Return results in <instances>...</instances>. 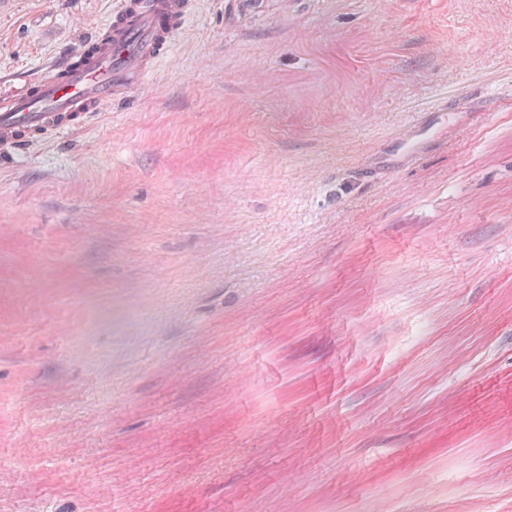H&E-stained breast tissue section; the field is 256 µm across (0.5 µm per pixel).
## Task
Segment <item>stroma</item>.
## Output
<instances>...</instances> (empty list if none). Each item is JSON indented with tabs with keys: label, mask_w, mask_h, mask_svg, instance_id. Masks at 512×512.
Masks as SVG:
<instances>
[{
	"label": "stroma",
	"mask_w": 512,
	"mask_h": 512,
	"mask_svg": "<svg viewBox=\"0 0 512 512\" xmlns=\"http://www.w3.org/2000/svg\"><path fill=\"white\" fill-rule=\"evenodd\" d=\"M118 0H0V90ZM0 149V512H512V0H192Z\"/></svg>",
	"instance_id": "obj_1"
}]
</instances>
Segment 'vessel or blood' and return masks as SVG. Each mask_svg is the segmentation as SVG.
I'll use <instances>...</instances> for the list:
<instances>
[{"label":"vessel or blood","mask_w":512,"mask_h":512,"mask_svg":"<svg viewBox=\"0 0 512 512\" xmlns=\"http://www.w3.org/2000/svg\"><path fill=\"white\" fill-rule=\"evenodd\" d=\"M190 14V0H120L78 61L17 94L0 93V144L20 148L82 124L112 98L144 86Z\"/></svg>","instance_id":"vessel-or-blood-1"}]
</instances>
